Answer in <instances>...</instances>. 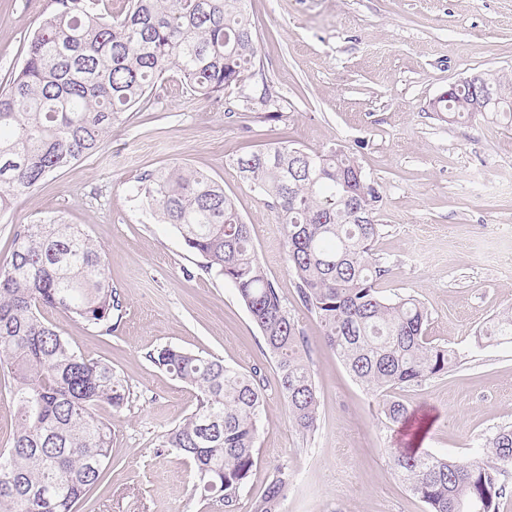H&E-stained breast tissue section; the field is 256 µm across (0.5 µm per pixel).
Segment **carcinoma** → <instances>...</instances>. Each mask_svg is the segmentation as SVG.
Listing matches in <instances>:
<instances>
[{
  "label": "carcinoma",
  "instance_id": "carcinoma-1",
  "mask_svg": "<svg viewBox=\"0 0 512 512\" xmlns=\"http://www.w3.org/2000/svg\"><path fill=\"white\" fill-rule=\"evenodd\" d=\"M246 0H48L26 57L0 88V213L50 174L96 154L127 113L148 107L153 81L176 70L201 100L256 75V34ZM489 111L512 121V79L493 74L481 89ZM475 88L437 101L448 121L472 114ZM242 177L284 226L297 294L353 378L373 392L420 385L445 374L456 355L425 336L428 311L412 296L378 288L389 268L373 257L380 236L376 193L355 158L272 140L236 160ZM154 219L171 225L202 267L237 290L276 359L278 389L293 426L318 425V392L303 359L304 336L268 278L249 225L224 187L183 165L143 174L135 188ZM122 303L106 273L105 250L79 224L50 219L18 226L0 267V367L7 369L16 422L0 448V512H75L112 450V424L130 389L112 365L76 352L44 309L112 335ZM512 337V313L482 331ZM173 379L197 390V404L159 440L195 465V489L236 512L254 465L265 385L207 357L167 345L148 354ZM382 412L403 426L414 412L387 400ZM488 460L458 461L410 448L391 451V467L428 512H497L498 465L512 463V426L487 440ZM290 483L279 466L254 512H276Z\"/></svg>",
  "mask_w": 512,
  "mask_h": 512
}]
</instances>
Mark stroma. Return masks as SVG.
Here are the masks:
<instances>
[{"label": "stroma", "mask_w": 512, "mask_h": 512, "mask_svg": "<svg viewBox=\"0 0 512 512\" xmlns=\"http://www.w3.org/2000/svg\"><path fill=\"white\" fill-rule=\"evenodd\" d=\"M45 0H0V83L21 66ZM272 93L253 80L200 100L176 73L158 79L148 109L114 128L97 154L49 175L0 215V265L14 228L48 219L82 225L107 254L120 295L112 335L67 314L46 317L77 352L104 359L131 389L112 424V455L78 512H224L194 489V466L159 437L196 406L195 390L148 358L166 345L260 371L267 394L255 464L238 512H252L276 467L291 481L278 512H426L389 464L400 436L383 398L362 387L326 346L298 299L277 214L234 160L270 140L354 153L380 196L374 253L387 296L428 310L426 335L459 356L448 373L394 390L425 416L415 445L460 460L512 425V342L480 332L512 310V123L484 113L448 122L432 103L479 72L512 78V0H247ZM174 164L221 183L288 311L304 334L319 397L315 432L299 433L277 389L276 362L227 281L201 270L171 225L156 223L134 186Z\"/></svg>", "instance_id": "stroma-1"}]
</instances>
